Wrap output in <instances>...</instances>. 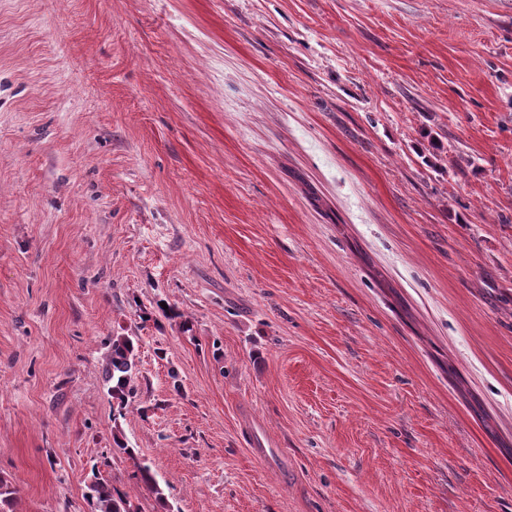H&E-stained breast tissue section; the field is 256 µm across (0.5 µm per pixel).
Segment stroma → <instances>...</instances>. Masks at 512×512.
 I'll use <instances>...</instances> for the list:
<instances>
[{
  "label": "stroma",
  "mask_w": 512,
  "mask_h": 512,
  "mask_svg": "<svg viewBox=\"0 0 512 512\" xmlns=\"http://www.w3.org/2000/svg\"><path fill=\"white\" fill-rule=\"evenodd\" d=\"M141 465L512 512V0H0V478L161 512ZM136 347L133 336L112 339L111 353L106 367V381L112 382V398L124 404L131 393L130 383L136 367ZM89 486L87 499L91 508V512H133L130 501L126 496L114 494V488L108 483L100 481L95 477Z\"/></svg>",
  "instance_id": "35a3bbf8"
}]
</instances>
